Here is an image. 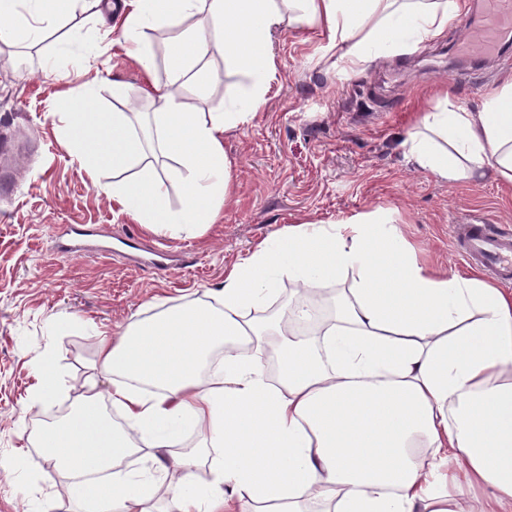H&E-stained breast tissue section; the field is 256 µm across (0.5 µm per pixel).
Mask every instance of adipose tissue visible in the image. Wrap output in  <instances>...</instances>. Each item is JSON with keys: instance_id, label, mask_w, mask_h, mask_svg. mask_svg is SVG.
Returning a JSON list of instances; mask_svg holds the SVG:
<instances>
[{"instance_id": "ef3b65f1", "label": "adipose tissue", "mask_w": 512, "mask_h": 512, "mask_svg": "<svg viewBox=\"0 0 512 512\" xmlns=\"http://www.w3.org/2000/svg\"><path fill=\"white\" fill-rule=\"evenodd\" d=\"M75 0H0V40H14L22 7L38 39ZM122 47L143 72L140 113L93 111L74 94L67 129L93 165L112 169V203L146 232L203 236L231 200L225 136L252 124L277 75L276 29H319L350 71L440 37L461 0H122ZM169 23L175 58L153 77L138 30ZM223 55L243 81L226 111L199 107ZM473 112L442 93L406 145L415 163L451 184L493 176L512 185V75ZM173 179L153 173L159 160ZM180 205H167L171 191ZM295 288L289 320L259 308L274 282ZM337 285V308L313 335L304 301ZM95 378L40 446L78 499L113 512H154L164 489L173 512H512V294L478 278L421 265L391 215L283 227L224 269L217 298L100 332ZM106 390H99V380ZM110 401L123 422L101 408ZM199 438L167 450L184 428ZM149 464H121L141 447ZM221 451L207 483L197 470Z\"/></svg>"}]
</instances>
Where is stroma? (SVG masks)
<instances>
[{
    "label": "stroma",
    "instance_id": "35a3bbf8",
    "mask_svg": "<svg viewBox=\"0 0 512 512\" xmlns=\"http://www.w3.org/2000/svg\"><path fill=\"white\" fill-rule=\"evenodd\" d=\"M98 0H79L41 39L0 42V512H88L73 505L67 475L53 470L29 437L72 409L92 374L98 329L119 330L132 315L207 300L224 285L225 265L283 226L334 224L376 209L419 262L460 275L469 267L454 238L468 216L512 225V188L493 177L448 184L416 166L404 142L417 113L436 105L427 91L448 86L478 110L481 95L512 73V52L489 54L483 68L449 69L459 25L401 56L363 71L337 67L325 38L291 28L271 46L281 80L254 122L231 131L224 150L234 197L200 238H163L190 252L169 271L134 268L106 253L64 257L58 224L105 228L111 236L144 229L113 210L108 169L92 171L66 135L69 90L85 91L95 111L112 112L114 88L139 98L142 75L98 21ZM24 62H17V55ZM52 353L62 381L51 401L29 394L40 359Z\"/></svg>",
    "mask_w": 512,
    "mask_h": 512
}]
</instances>
